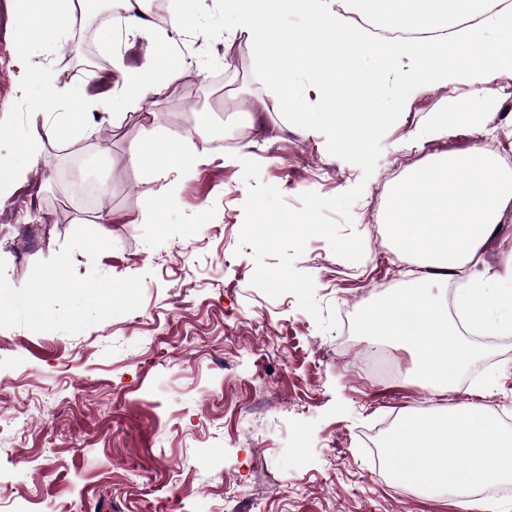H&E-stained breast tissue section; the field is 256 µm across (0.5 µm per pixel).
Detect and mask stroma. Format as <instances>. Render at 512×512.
Here are the masks:
<instances>
[{"mask_svg": "<svg viewBox=\"0 0 512 512\" xmlns=\"http://www.w3.org/2000/svg\"><path fill=\"white\" fill-rule=\"evenodd\" d=\"M182 51L193 68V107L177 88L157 106L156 126L186 133L209 126L192 147L208 161L159 179L126 165L141 139L143 113L113 123L112 108L52 103L74 114L65 141L45 143L26 183L0 206V512H462L451 493H407L380 477L369 436L393 412L480 401L512 422V344L484 343L454 392L437 399L416 380L409 355L390 354L400 377L370 381L359 353L371 343L358 323L318 328L294 295L271 298L251 279L253 249L241 246L248 184L237 158L248 152L260 180L285 204L332 197L356 185L352 232L364 243L353 263L311 238L297 270L312 276L322 308L360 315L377 301L378 282L404 288L420 270L400 261L385 223L392 182L443 149L481 146L490 135L512 148V101L501 102L481 131L449 130L418 143L430 113L453 107L467 88L445 83L408 94L387 131L370 178L327 150L324 134H302L291 115L272 113L275 138L252 127L249 111L266 96L244 40L226 45L217 0L189 15ZM111 61L137 67L145 40L90 23L62 28L36 49L35 68L81 86L70 59L83 39ZM12 31L0 0V158L34 135L31 97L13 79ZM109 189L97 203L77 201L70 169ZM165 200L162 212L141 202ZM111 213L109 224L98 215ZM62 283L34 314L18 297L35 287L58 255ZM114 284L111 300L76 295L75 285Z\"/></svg>", "mask_w": 512, "mask_h": 512, "instance_id": "obj_1", "label": "stroma"}]
</instances>
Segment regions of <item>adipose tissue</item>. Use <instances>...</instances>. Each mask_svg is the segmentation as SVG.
I'll use <instances>...</instances> for the list:
<instances>
[{"label":"adipose tissue","instance_id":"obj_1","mask_svg":"<svg viewBox=\"0 0 512 512\" xmlns=\"http://www.w3.org/2000/svg\"><path fill=\"white\" fill-rule=\"evenodd\" d=\"M14 19L18 84L30 80L53 87L56 97L74 96L52 70L34 71L29 54L54 30L74 22L77 10L91 0H8ZM123 9L126 34L146 35L156 47L142 67H129L123 55L112 57L115 79L106 92L113 121L138 112L146 99L161 101L181 80L186 63L180 48L185 33L184 4L175 0L166 26H156L145 0H115ZM491 0H223L230 36L251 48L252 65L269 91L253 106L256 114L286 112L302 131L322 126L335 130L340 148L364 156L393 118L371 108L387 83L427 91L458 81L468 86L466 99L453 109L433 113L419 140L442 137L449 128L477 129L500 97L492 84L512 73V8L492 10ZM480 16L462 39L422 42L411 31L448 27ZM301 21L286 27L288 17ZM384 30H402V39H366L359 19ZM302 66L307 90L293 92L288 72ZM41 121V136L18 142L26 159L18 165L0 160V191L21 185L41 155L44 142L60 140L61 113L48 112L43 99L30 104ZM201 163L187 137L163 138L146 130L133 149L131 167L167 175L176 161ZM512 213V168L477 148L444 152L437 162L414 169L390 192L387 228L401 261H414L425 274L411 288L395 289L360 317L362 332L376 345L405 350L419 382L441 396L457 387L459 372L478 353L468 334L512 333V254L504 256L489 277L471 275L484 261L486 244L506 214ZM456 279L457 319H449L434 287Z\"/></svg>","mask_w":512,"mask_h":512}]
</instances>
